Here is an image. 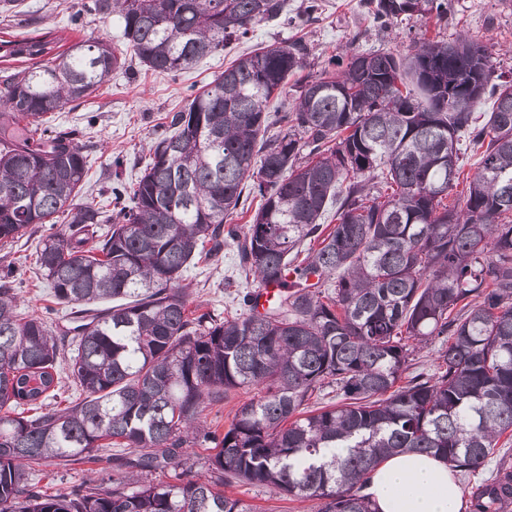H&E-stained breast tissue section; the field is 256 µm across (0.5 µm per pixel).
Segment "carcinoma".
<instances>
[{"label":"carcinoma","instance_id":"cac0c4a2","mask_svg":"<svg viewBox=\"0 0 512 512\" xmlns=\"http://www.w3.org/2000/svg\"><path fill=\"white\" fill-rule=\"evenodd\" d=\"M140 63L164 74L288 20L285 0H91ZM448 17V0H376L374 19ZM57 30L0 37V243L59 212L37 267L76 323L69 378L84 398L44 410L63 387L61 348L43 318L0 283V512H251L224 487L317 499L318 512H376L365 489L384 457L412 449L476 472L512 433V79L480 42L352 52L301 75V39L239 57L171 113L113 208L76 202L86 157L50 125L126 64L104 41L61 49ZM285 112L268 111L288 77ZM493 98L484 124L475 110ZM482 150L464 205L448 204L464 145ZM310 148L303 153L304 148ZM249 224H226L244 189ZM336 224L321 235L329 204ZM107 225L99 233V225ZM235 245L239 266L285 289L224 320L189 308L179 280ZM308 245L303 259L294 250ZM443 338L431 375L406 383L412 350ZM259 387L220 433L203 420L228 391ZM324 386L338 403L309 410ZM207 451L186 480L183 449ZM105 477L60 487L57 461H112ZM170 468L175 482L149 474ZM512 469L469 499L507 512Z\"/></svg>","mask_w":512,"mask_h":512}]
</instances>
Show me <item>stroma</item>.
<instances>
[{
  "label": "stroma",
  "instance_id": "obj_1",
  "mask_svg": "<svg viewBox=\"0 0 512 512\" xmlns=\"http://www.w3.org/2000/svg\"><path fill=\"white\" fill-rule=\"evenodd\" d=\"M307 0H287L288 20L263 24L248 38L227 44L223 51L203 58L193 69L158 74L128 56L124 68L112 71L91 96L53 113L52 125L76 130L88 155V170L79 202L98 204L112 187L131 185L149 158L150 146L169 132L168 113L180 110L215 74L257 46L303 39L309 47L307 72L321 69L335 55L349 51H397L411 42L444 40L468 35L486 45L496 73L512 77V0H448V19L403 16L392 27L379 26L367 0H320L322 10L314 21H306ZM27 18L37 28H63L68 42L106 40L120 43V26L112 18L90 14L88 0H20ZM122 157V169L112 161ZM63 222L34 224L7 253H0V272L10 271L22 308L48 311L54 334L67 329L64 310H52L50 288L35 276L36 253L42 240L64 230ZM191 306L218 317L240 309L237 292L257 290L253 278L239 268L236 246L224 249L217 266L189 268L181 280ZM235 497L253 512H318L315 500H297L268 487L238 484Z\"/></svg>",
  "mask_w": 512,
  "mask_h": 512
}]
</instances>
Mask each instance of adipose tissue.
Here are the masks:
<instances>
[{
	"mask_svg": "<svg viewBox=\"0 0 512 512\" xmlns=\"http://www.w3.org/2000/svg\"><path fill=\"white\" fill-rule=\"evenodd\" d=\"M369 494L378 512H460L462 491L446 463L402 452L380 466Z\"/></svg>",
	"mask_w": 512,
	"mask_h": 512,
	"instance_id": "adipose-tissue-1",
	"label": "adipose tissue"
}]
</instances>
